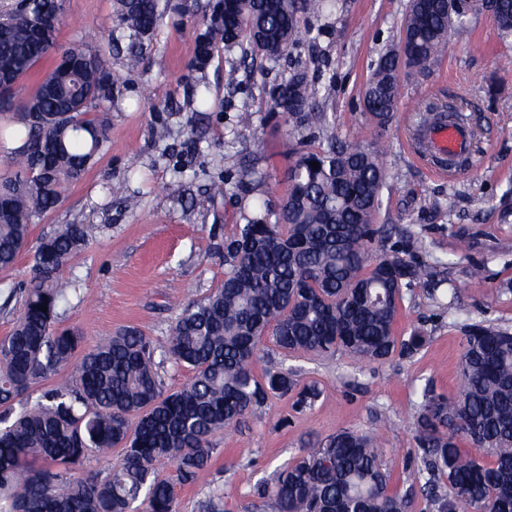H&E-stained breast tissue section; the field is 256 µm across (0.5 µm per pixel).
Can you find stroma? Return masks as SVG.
<instances>
[{"label": "stroma", "instance_id": "35a3bbf8", "mask_svg": "<svg viewBox=\"0 0 512 512\" xmlns=\"http://www.w3.org/2000/svg\"><path fill=\"white\" fill-rule=\"evenodd\" d=\"M409 0H336L333 15H305L316 33L292 58L273 63L242 60L240 50L217 49L212 64L192 70L196 15L164 17L153 39L128 68V42L106 55L122 94L97 113L109 125V141L83 178L68 186L61 203L36 218L32 239L61 224H93L96 237L61 272L68 288L58 309L59 324L78 331L85 348L133 327L157 340L169 334L183 306L224 281L219 244L241 215L253 211L251 185L238 183L248 167L266 175L264 198L277 210L288 188L290 127L265 91L293 69L309 79H333L332 97L316 99L327 113L329 135L342 139L383 136L387 144L386 185L376 224L395 226L376 240V250L399 251L409 262L433 265V281L406 294L395 332H420L424 346L413 356L382 363L346 353L319 357L286 353L264 339L254 370L283 366L303 383H316L321 396L298 411L291 397H274L258 417L217 433L205 482L175 488L176 512H205L221 496L224 512H276L256 487L285 468L303 449L343 429L380 433L392 474V489L408 499L407 512H433L414 473L421 462L415 418L423 391L454 397L456 364L469 326L512 332V35L497 27L491 12L469 18L466 37L452 39L437 61L400 70L402 94L385 129H377L363 107V92L379 55L397 43ZM114 0H65L58 30L60 46L97 51L114 18ZM240 63L248 79L230 88L229 63ZM207 96V111H193V93ZM467 99L466 125L476 131L471 163L445 177L432 175L412 150L413 118L425 104ZM242 112L255 115L246 143L227 147ZM164 126L169 137L156 142ZM238 186L213 197V182ZM456 208H449V198ZM32 277L29 253L0 270V338L12 330L19 308L13 289Z\"/></svg>", "mask_w": 512, "mask_h": 512}]
</instances>
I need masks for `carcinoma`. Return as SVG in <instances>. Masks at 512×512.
Listing matches in <instances>:
<instances>
[{
    "instance_id": "cac0c4a2",
    "label": "carcinoma",
    "mask_w": 512,
    "mask_h": 512,
    "mask_svg": "<svg viewBox=\"0 0 512 512\" xmlns=\"http://www.w3.org/2000/svg\"><path fill=\"white\" fill-rule=\"evenodd\" d=\"M55 6V0H27L0 11L12 28L0 40V96L9 103L8 136L23 138L0 175V270L16 263L33 220L54 210L105 148L107 125L94 110L119 92L102 52L62 49L57 34L36 26L35 18ZM323 6L324 0H212L195 38L193 67L205 70L221 44L273 62L289 57L313 40L302 15ZM478 6L476 0L469 6L416 0L400 30L411 61L444 52ZM490 8L499 29L512 32V0H494ZM190 9L187 0H116L112 41L147 40L165 14ZM52 55L79 57L78 79L65 78L55 62L28 87L23 79ZM400 67L384 52L364 89L381 128L399 100ZM268 96L293 134L329 122L327 113L310 107L314 93L301 70ZM253 126V113H240L230 143ZM289 151L297 158L279 210L235 225L224 239L219 288L185 305L164 340L127 329L85 352L73 373L34 401L32 394L82 348L77 331L58 326L65 295L60 274L87 246L94 226L63 224L33 247L20 316L0 340V500L7 512H134L141 497L146 512H174L175 486L195 484L208 471L215 433L260 414L272 396L295 391L301 408L318 398L316 386L297 389L295 374L286 370L255 375L253 356L268 334L283 351H341L370 363L421 347V336L400 340L394 325L402 289L429 282L436 269L372 249L384 232L371 223L386 181L380 138H331L303 153L291 143ZM157 353L188 367L190 381L164 393ZM458 379L452 399L424 389L415 420L423 456L415 477L424 480L436 512H512V334L471 326ZM477 434L490 463L457 448V437L472 441ZM114 448L120 460L106 477H71L72 468ZM390 478L377 436L342 430L305 449L258 485L257 494L273 498L277 512H405Z\"/></svg>"
}]
</instances>
